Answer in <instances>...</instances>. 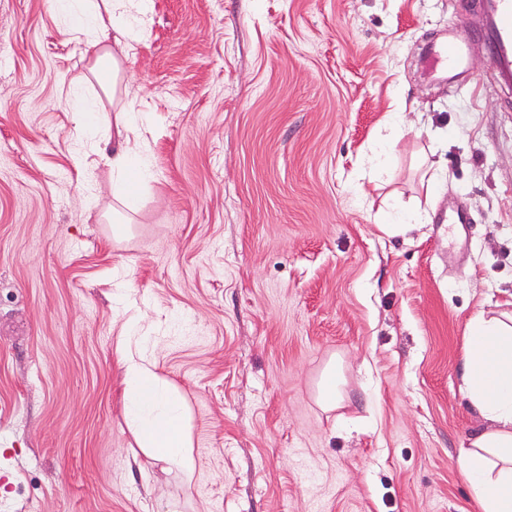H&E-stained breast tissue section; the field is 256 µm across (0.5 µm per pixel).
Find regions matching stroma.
I'll return each mask as SVG.
<instances>
[{
  "label": "stroma",
  "instance_id": "1",
  "mask_svg": "<svg viewBox=\"0 0 512 512\" xmlns=\"http://www.w3.org/2000/svg\"><path fill=\"white\" fill-rule=\"evenodd\" d=\"M482 9L154 0L120 95L146 177L120 195L111 128L70 107H113L84 35L0 0V512H480L466 325L512 308ZM450 41L465 65L433 63ZM126 334L189 407L193 476L135 444ZM341 366L331 361L324 370L318 391V401L326 408H335L340 398Z\"/></svg>",
  "mask_w": 512,
  "mask_h": 512
}]
</instances>
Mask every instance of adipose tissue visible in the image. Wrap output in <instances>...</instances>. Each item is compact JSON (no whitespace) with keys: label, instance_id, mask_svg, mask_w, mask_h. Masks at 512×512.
Listing matches in <instances>:
<instances>
[{"label":"adipose tissue","instance_id":"obj_1","mask_svg":"<svg viewBox=\"0 0 512 512\" xmlns=\"http://www.w3.org/2000/svg\"><path fill=\"white\" fill-rule=\"evenodd\" d=\"M60 13L87 37L94 76L120 77L114 47L129 49L131 29L96 0H58ZM122 397L136 443L145 457L167 459L187 476L196 459L188 409L155 364L119 343ZM467 395L483 425L463 449L460 466L482 512H512V312L475 314L467 324L464 351Z\"/></svg>","mask_w":512,"mask_h":512}]
</instances>
